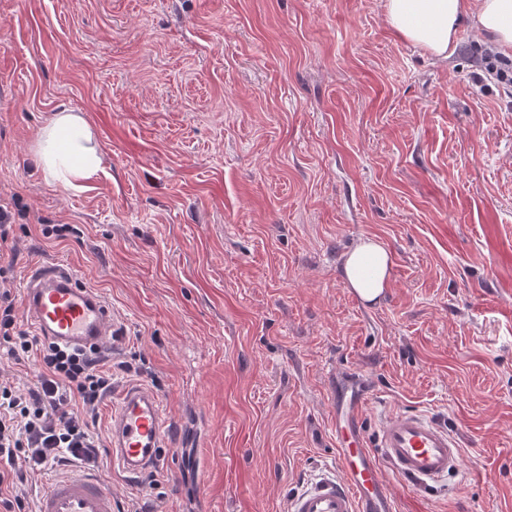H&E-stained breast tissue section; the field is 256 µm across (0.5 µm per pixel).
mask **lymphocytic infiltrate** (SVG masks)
Wrapping results in <instances>:
<instances>
[{
    "instance_id": "obj_1",
    "label": "lymphocytic infiltrate",
    "mask_w": 512,
    "mask_h": 512,
    "mask_svg": "<svg viewBox=\"0 0 512 512\" xmlns=\"http://www.w3.org/2000/svg\"><path fill=\"white\" fill-rule=\"evenodd\" d=\"M0 347L32 370L27 389L0 382V512H33L17 488L61 459L94 469L101 454L87 418L113 388L99 349L74 350L18 328L15 299L0 290Z\"/></svg>"
}]
</instances>
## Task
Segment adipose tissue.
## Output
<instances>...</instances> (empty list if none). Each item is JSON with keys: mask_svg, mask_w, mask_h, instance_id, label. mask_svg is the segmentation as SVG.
<instances>
[{"mask_svg": "<svg viewBox=\"0 0 512 512\" xmlns=\"http://www.w3.org/2000/svg\"><path fill=\"white\" fill-rule=\"evenodd\" d=\"M391 28L407 43L436 59L454 52L462 24L485 32L495 51L512 58V0H383ZM86 120L75 113H54L37 138V155L48 175L77 188L101 168ZM392 257L378 241L367 238L343 262L347 285L366 301L388 286Z\"/></svg>", "mask_w": 512, "mask_h": 512, "instance_id": "obj_1", "label": "adipose tissue"}]
</instances>
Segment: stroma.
Wrapping results in <instances>:
<instances>
[{
    "instance_id": "stroma-1",
    "label": "stroma",
    "mask_w": 512,
    "mask_h": 512,
    "mask_svg": "<svg viewBox=\"0 0 512 512\" xmlns=\"http://www.w3.org/2000/svg\"><path fill=\"white\" fill-rule=\"evenodd\" d=\"M484 43L434 62L382 0H0L7 286L65 263L122 316L101 445L131 383L169 424L166 468L103 457L118 512H287L338 469L351 375L368 440L415 411L461 445V478L388 474L397 512H512V92ZM63 109L102 157L78 189L35 157ZM363 238L393 259L372 304L343 277Z\"/></svg>"
}]
</instances>
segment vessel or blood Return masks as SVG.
<instances>
[{
    "instance_id": "vessel-or-blood-1",
    "label": "vessel or blood",
    "mask_w": 512,
    "mask_h": 512,
    "mask_svg": "<svg viewBox=\"0 0 512 512\" xmlns=\"http://www.w3.org/2000/svg\"><path fill=\"white\" fill-rule=\"evenodd\" d=\"M24 305L37 335L75 349L100 347L119 335L122 317L67 265L35 267ZM340 477L323 476L290 500L288 512H396L384 473L426 488L460 475L462 450L446 428L417 412L385 420L376 447L362 426L364 394L354 384L332 393ZM167 424L159 396L128 385L112 408V462L128 479L165 464ZM37 512H113L112 494L99 476L76 470L51 480Z\"/></svg>"
}]
</instances>
